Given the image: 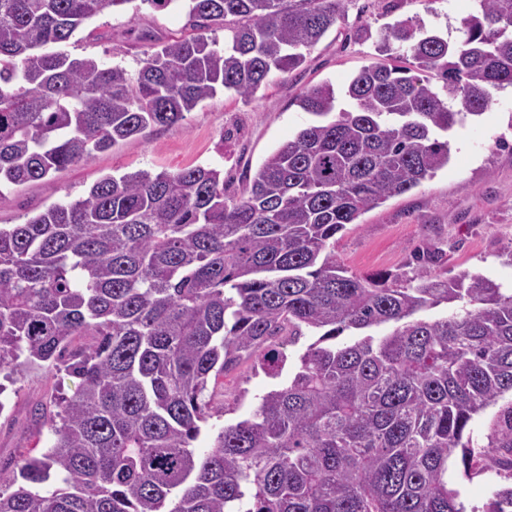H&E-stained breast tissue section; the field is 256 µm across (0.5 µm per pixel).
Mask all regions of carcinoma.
Wrapping results in <instances>:
<instances>
[{
	"label": "carcinoma",
	"mask_w": 512,
	"mask_h": 512,
	"mask_svg": "<svg viewBox=\"0 0 512 512\" xmlns=\"http://www.w3.org/2000/svg\"><path fill=\"white\" fill-rule=\"evenodd\" d=\"M128 2L0 0V189L183 121L219 90L254 95L351 0H187L195 34L145 37L134 76L64 49ZM459 33L386 26L375 50L395 63L307 91L318 120L236 198L216 168L140 170L0 224V373L81 380L56 402L53 445L0 468L1 484L24 481L0 489V512H466L456 453L474 475L512 478V288L425 262L357 275L335 252L347 225L447 166L448 132L512 87V0H479ZM305 328L318 338L288 383L197 455L219 412L210 381L244 358L279 377L282 337ZM490 408L477 452L467 430ZM486 512H512V486Z\"/></svg>",
	"instance_id": "1"
}]
</instances>
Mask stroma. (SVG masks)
<instances>
[{"label": "stroma", "instance_id": "35a3bbf8", "mask_svg": "<svg viewBox=\"0 0 512 512\" xmlns=\"http://www.w3.org/2000/svg\"><path fill=\"white\" fill-rule=\"evenodd\" d=\"M476 0H352L337 23L308 54L305 63L287 73H272L251 97L220 92L199 104L186 120L151 126L51 176L0 191V224H20L49 206L76 200L97 179L137 170L176 171L193 165L224 173L227 196L239 195L245 182L281 143L311 123L298 104L312 86H342L379 56L374 39L387 24L415 17L426 29L456 38L463 17L475 12ZM368 28L371 40L358 37ZM182 9H159L149 0H129L123 8L105 9L87 22L67 44L75 57L92 56L107 66L137 73L147 48L146 35L160 39L189 33ZM447 167L409 192L390 198L363 214L336 237V256L349 271L408 272L413 259L428 254L436 272L452 278L480 273L512 284V92H496L491 107L449 133ZM303 344L286 347L287 362L278 378L268 377L255 360L242 361L220 379L213 415L194 443L205 454L225 427L250 417L260 396L287 383ZM78 378L56 370H30L0 393V462L15 464L30 451L51 447L53 436L31 415L38 404L74 393ZM451 480L467 512H485L495 489L505 480L496 471L466 476L455 464Z\"/></svg>", "mask_w": 512, "mask_h": 512}]
</instances>
